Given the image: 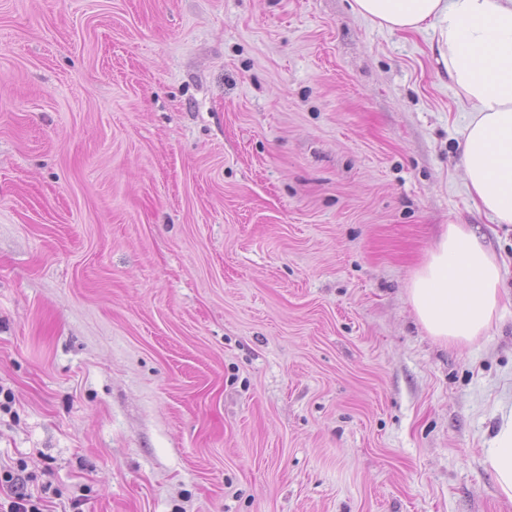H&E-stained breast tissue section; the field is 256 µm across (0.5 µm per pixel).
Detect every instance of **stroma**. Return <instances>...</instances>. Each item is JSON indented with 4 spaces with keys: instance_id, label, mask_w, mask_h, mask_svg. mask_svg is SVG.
I'll return each instance as SVG.
<instances>
[{
    "instance_id": "obj_1",
    "label": "stroma",
    "mask_w": 512,
    "mask_h": 512,
    "mask_svg": "<svg viewBox=\"0 0 512 512\" xmlns=\"http://www.w3.org/2000/svg\"><path fill=\"white\" fill-rule=\"evenodd\" d=\"M431 31L350 0H0V500L512 512V231L470 205ZM504 260L444 345V225ZM502 283V265L485 236L469 224H448L414 272L407 296L429 336L466 346L493 326ZM484 462L495 476L501 495L512 501V415L504 416Z\"/></svg>"
}]
</instances>
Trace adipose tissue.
<instances>
[{"instance_id":"adipose-tissue-1","label":"adipose tissue","mask_w":512,"mask_h":512,"mask_svg":"<svg viewBox=\"0 0 512 512\" xmlns=\"http://www.w3.org/2000/svg\"><path fill=\"white\" fill-rule=\"evenodd\" d=\"M363 18L393 31L433 30L435 51L469 107L462 168L473 208L512 224V0H353ZM502 265L471 225L449 224L414 272L407 296L434 338L466 346L492 327ZM485 465L512 501V416L494 434Z\"/></svg>"}]
</instances>
